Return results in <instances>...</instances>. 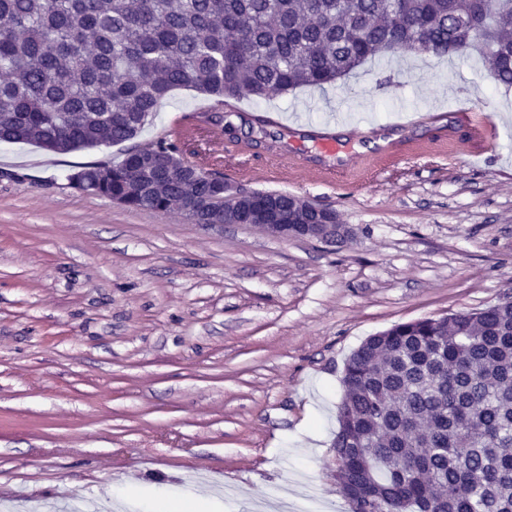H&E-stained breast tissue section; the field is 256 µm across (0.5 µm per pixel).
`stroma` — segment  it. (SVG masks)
Masks as SVG:
<instances>
[{
  "mask_svg": "<svg viewBox=\"0 0 512 512\" xmlns=\"http://www.w3.org/2000/svg\"><path fill=\"white\" fill-rule=\"evenodd\" d=\"M474 102L499 147L474 163L449 114ZM187 159L251 190L338 213L341 246L204 226L67 185L124 145L54 153L0 144V512H142L199 498L205 512H350L335 477L346 359L369 336L512 297V90L479 54L387 56L336 86L222 108L176 89L132 144L176 115ZM300 115L275 143L262 116ZM409 112H439L423 129ZM352 183L329 184L325 120ZM403 142L388 162L375 145Z\"/></svg>",
  "mask_w": 512,
  "mask_h": 512,
  "instance_id": "1",
  "label": "stroma"
}]
</instances>
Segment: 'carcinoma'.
I'll return each instance as SVG.
<instances>
[{
  "instance_id": "carcinoma-1",
  "label": "carcinoma",
  "mask_w": 512,
  "mask_h": 512,
  "mask_svg": "<svg viewBox=\"0 0 512 512\" xmlns=\"http://www.w3.org/2000/svg\"><path fill=\"white\" fill-rule=\"evenodd\" d=\"M474 50L512 89V0H0V142L68 153L134 139L174 89L224 105L326 89L375 58ZM177 139L66 176L132 208L222 224L256 198L184 167ZM332 448L360 512H512V301L393 325L344 364Z\"/></svg>"
}]
</instances>
